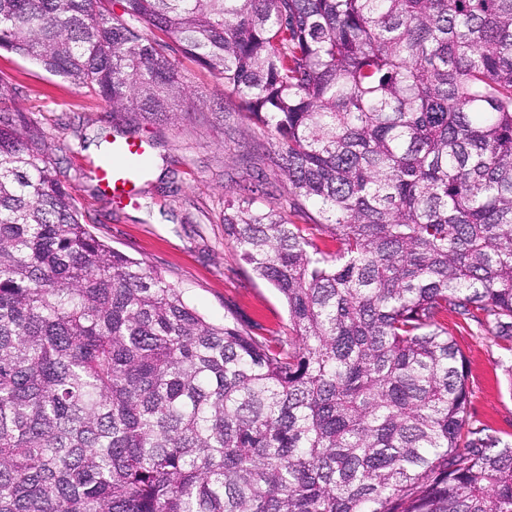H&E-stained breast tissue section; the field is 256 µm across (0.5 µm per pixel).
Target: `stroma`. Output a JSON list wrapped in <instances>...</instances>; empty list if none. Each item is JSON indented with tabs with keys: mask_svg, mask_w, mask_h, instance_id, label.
Masks as SVG:
<instances>
[{
	"mask_svg": "<svg viewBox=\"0 0 512 512\" xmlns=\"http://www.w3.org/2000/svg\"><path fill=\"white\" fill-rule=\"evenodd\" d=\"M191 97L172 119L142 122L136 135L151 160L129 206L104 191L92 166L123 117L86 89L37 63L0 50V77L19 90L16 106L43 127L54 159L95 235L161 272L201 315L214 323L227 314L259 336L288 333V310L278 291L252 274L224 233V199L252 189L256 204L291 223L306 218L269 161L275 141L239 110L221 80L177 57ZM466 364L470 416L512 439V375L494 336L453 332Z\"/></svg>",
	"mask_w": 512,
	"mask_h": 512,
	"instance_id": "obj_1",
	"label": "stroma"
}]
</instances>
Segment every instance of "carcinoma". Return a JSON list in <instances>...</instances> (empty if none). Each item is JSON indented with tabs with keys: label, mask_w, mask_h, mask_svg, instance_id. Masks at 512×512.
<instances>
[{
	"label": "carcinoma",
	"mask_w": 512,
	"mask_h": 512,
	"mask_svg": "<svg viewBox=\"0 0 512 512\" xmlns=\"http://www.w3.org/2000/svg\"><path fill=\"white\" fill-rule=\"evenodd\" d=\"M0 48L134 121L183 99L178 49L316 208L224 199L289 335L215 324L0 108V512H512L448 329L512 357V0H0Z\"/></svg>",
	"instance_id": "1"
}]
</instances>
